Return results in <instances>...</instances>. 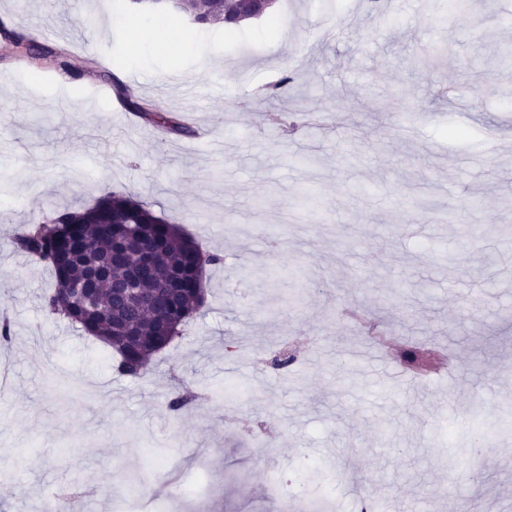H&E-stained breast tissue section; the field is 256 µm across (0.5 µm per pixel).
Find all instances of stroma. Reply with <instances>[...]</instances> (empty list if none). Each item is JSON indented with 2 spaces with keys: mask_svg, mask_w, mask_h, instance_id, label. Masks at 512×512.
<instances>
[{
  "mask_svg": "<svg viewBox=\"0 0 512 512\" xmlns=\"http://www.w3.org/2000/svg\"><path fill=\"white\" fill-rule=\"evenodd\" d=\"M0 18L55 54L0 40V512H43L71 489L113 512H278L270 488L298 459L300 499L333 512H512V470L458 471L478 397L512 401V261L492 262L512 225V0H278L234 31L181 18L192 42L153 55L171 29L131 0H0ZM296 83L262 95L286 67ZM206 77H199L200 69ZM194 136L158 141L104 71ZM184 83H173L174 74ZM301 113L282 136L265 118ZM126 193L179 222L203 249L205 301L145 378L117 375L112 350L43 297L49 265L17 236L55 211ZM454 214L401 231L404 206ZM263 267L264 281L248 269ZM300 270L296 282L288 273ZM295 284L296 307L277 304ZM395 340L386 348L364 326ZM413 345L453 375L392 362ZM287 354L288 370L272 369ZM203 400L170 416L175 378ZM196 496L181 499L182 485Z\"/></svg>",
  "mask_w": 512,
  "mask_h": 512,
  "instance_id": "stroma-1",
  "label": "stroma"
}]
</instances>
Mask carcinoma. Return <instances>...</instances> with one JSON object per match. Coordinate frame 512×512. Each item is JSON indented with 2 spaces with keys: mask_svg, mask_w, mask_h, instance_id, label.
Wrapping results in <instances>:
<instances>
[{
  "mask_svg": "<svg viewBox=\"0 0 512 512\" xmlns=\"http://www.w3.org/2000/svg\"><path fill=\"white\" fill-rule=\"evenodd\" d=\"M242 8L238 0H193L170 11L165 20L174 29L181 15L199 25L237 26ZM0 38L18 47L31 42L29 35L1 21ZM123 98L129 110L166 134L191 133L178 118L148 111L129 92ZM17 247L47 262L56 275L57 288L44 298V308L111 347L118 372L131 378L142 377L138 367L170 343L171 328L181 332L190 324L198 310L196 292L204 286L200 270L221 261L219 255L203 251L175 221L112 190L89 206L57 212L50 226L27 230L18 236ZM141 255L151 258V277L143 288L159 304L152 314L145 312L144 302L126 293L131 266ZM96 264L104 275L94 283L96 303L87 306L66 294L65 283L86 280ZM196 398L185 386L167 401V408L177 415Z\"/></svg>",
  "mask_w": 512,
  "mask_h": 512,
  "instance_id": "carcinoma-1",
  "label": "carcinoma"
}]
</instances>
